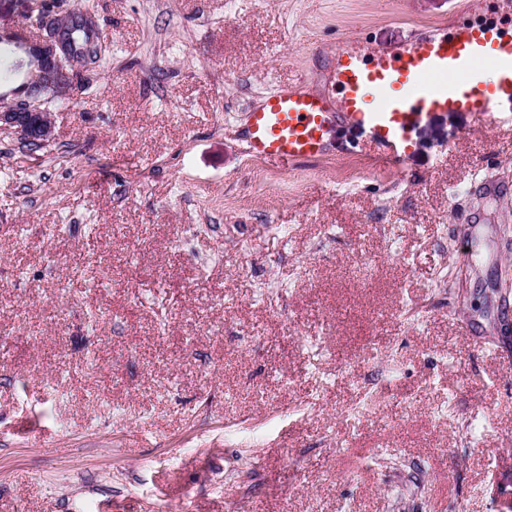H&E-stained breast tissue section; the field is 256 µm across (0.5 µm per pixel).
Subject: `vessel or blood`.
Instances as JSON below:
<instances>
[{
  "mask_svg": "<svg viewBox=\"0 0 512 512\" xmlns=\"http://www.w3.org/2000/svg\"><path fill=\"white\" fill-rule=\"evenodd\" d=\"M339 99L302 85L270 92L247 115L248 154L288 170L326 155L341 128L357 131L377 160L403 168L413 134L435 115L512 112V37L497 26L458 21L402 50L336 46Z\"/></svg>",
  "mask_w": 512,
  "mask_h": 512,
  "instance_id": "1",
  "label": "vessel or blood"
}]
</instances>
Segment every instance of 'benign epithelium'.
<instances>
[{
    "instance_id": "obj_1",
    "label": "benign epithelium",
    "mask_w": 512,
    "mask_h": 512,
    "mask_svg": "<svg viewBox=\"0 0 512 512\" xmlns=\"http://www.w3.org/2000/svg\"><path fill=\"white\" fill-rule=\"evenodd\" d=\"M75 15L74 11L60 15L59 34H44L28 43L35 70L26 83L23 99H0V132L21 135L40 146L53 140L55 113L50 104L75 94L71 71L75 58L68 42L60 37L69 30Z\"/></svg>"
}]
</instances>
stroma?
Returning a JSON list of instances; mask_svg holds the SVG:
<instances>
[{"instance_id": "obj_1", "label": "stroma", "mask_w": 512, "mask_h": 512, "mask_svg": "<svg viewBox=\"0 0 512 512\" xmlns=\"http://www.w3.org/2000/svg\"><path fill=\"white\" fill-rule=\"evenodd\" d=\"M66 3L108 65L49 145L0 134V512H506L512 123L438 116L401 170L241 137L277 86L334 95L339 40L485 0Z\"/></svg>"}]
</instances>
